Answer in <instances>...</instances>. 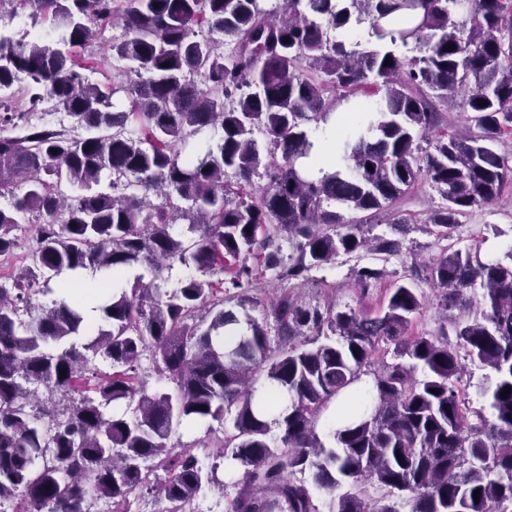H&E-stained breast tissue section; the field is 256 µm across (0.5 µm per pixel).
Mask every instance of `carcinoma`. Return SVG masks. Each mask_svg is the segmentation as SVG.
<instances>
[{"mask_svg":"<svg viewBox=\"0 0 512 512\" xmlns=\"http://www.w3.org/2000/svg\"><path fill=\"white\" fill-rule=\"evenodd\" d=\"M20 2L51 17L43 32L0 29V91L13 90L0 95V197L12 199L0 257L21 216L37 222L31 265L0 280V503L20 490L18 512H88L145 490L183 512L229 482L244 484L231 512H320L321 495L328 512H512V392L501 396L512 387V247L486 261L484 238L444 246L424 279L389 283L376 312L288 292L260 320L248 265L262 247L290 284L363 250L364 299L400 251L366 233L386 216L401 227L396 213L422 184L441 199L426 220L439 242L512 188L497 151L512 134V0ZM353 30L367 38L329 35ZM93 47L128 63L130 80L110 94L82 74L105 61L78 54ZM371 77L380 97L340 164L309 175L311 124ZM48 100L84 135L33 121ZM457 102L476 131L439 132L441 106ZM105 181L112 192L98 190ZM110 270L127 279L91 307L104 321L95 329L79 302L32 305L67 274ZM423 281L448 313L434 335L411 332ZM146 351L172 388L150 391L136 374ZM89 352L112 372L90 367ZM465 360L493 371L479 385L489 419L458 390ZM362 381L370 407L334 427L329 404ZM213 422L222 464L206 469L171 437ZM365 484L384 494L367 498Z\"/></svg>","mask_w":512,"mask_h":512,"instance_id":"obj_1","label":"carcinoma"}]
</instances>
